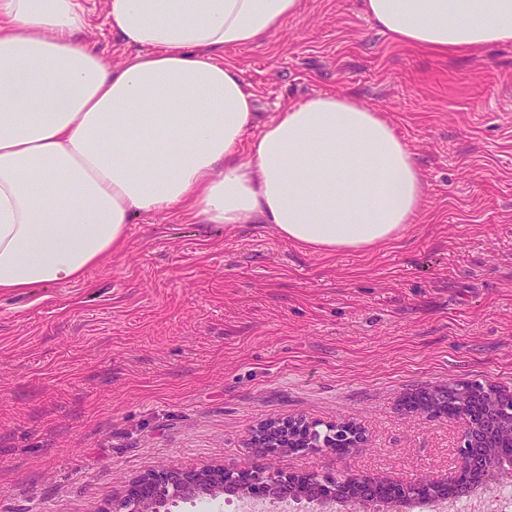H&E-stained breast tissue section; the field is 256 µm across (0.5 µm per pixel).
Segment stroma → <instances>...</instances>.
I'll list each match as a JSON object with an SVG mask.
<instances>
[{
  "label": "stroma",
  "instance_id": "35a3bbf8",
  "mask_svg": "<svg viewBox=\"0 0 512 512\" xmlns=\"http://www.w3.org/2000/svg\"><path fill=\"white\" fill-rule=\"evenodd\" d=\"M89 35L130 55L85 0ZM262 119L330 92L394 126L427 183L397 242L312 253L266 224L136 219L84 281L0 296V512H106L165 464L251 470L252 433L301 416L367 448L284 455L299 475L407 485L460 459L421 389L512 391V44L448 57L394 43L359 0H304L268 41L225 52Z\"/></svg>",
  "mask_w": 512,
  "mask_h": 512
}]
</instances>
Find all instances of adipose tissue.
I'll return each mask as SVG.
<instances>
[{"label": "adipose tissue", "mask_w": 512, "mask_h": 512, "mask_svg": "<svg viewBox=\"0 0 512 512\" xmlns=\"http://www.w3.org/2000/svg\"><path fill=\"white\" fill-rule=\"evenodd\" d=\"M380 32L441 55L512 43V0H361ZM133 53L88 36L83 0H0V295L82 281L136 218L267 224L323 255L397 241L426 192L393 126L322 93L249 135L257 100L224 52L303 0H103Z\"/></svg>", "instance_id": "ef3b65f1"}]
</instances>
